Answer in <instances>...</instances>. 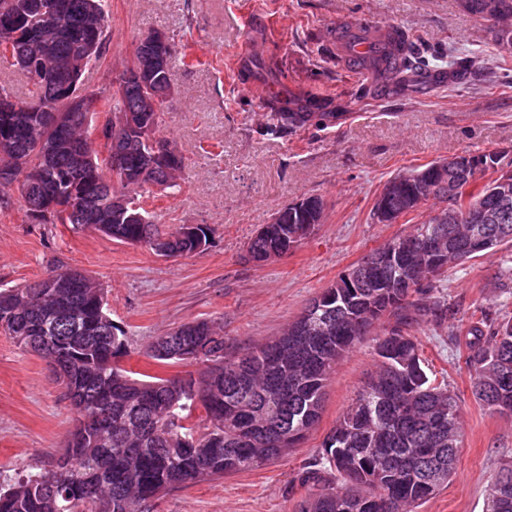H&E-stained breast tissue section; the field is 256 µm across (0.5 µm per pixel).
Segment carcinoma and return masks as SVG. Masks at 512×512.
Returning a JSON list of instances; mask_svg holds the SVG:
<instances>
[{
	"mask_svg": "<svg viewBox=\"0 0 512 512\" xmlns=\"http://www.w3.org/2000/svg\"><path fill=\"white\" fill-rule=\"evenodd\" d=\"M466 11L493 16L485 0H470ZM106 0H0V66L23 71L33 90L19 98L0 83V187L23 181L29 214L46 224L92 227L115 240L151 246L164 234L144 206L154 192L171 195L184 168L183 157L156 137L163 106L172 94L175 44H157L155 30L140 42L131 62L114 80L119 89L90 94V112H66L57 128L45 107H59L80 91V81L100 57L87 55L90 30L105 32ZM400 58L395 85L416 86L430 76L436 55L410 40L388 39ZM486 72L473 57L448 64L453 84ZM122 124L115 143L93 147L98 115ZM324 113L301 100L288 112L270 113L267 133L281 137L310 126ZM500 151L468 155L470 168L434 163L399 173L403 191L387 199L389 223L431 201H448L457 224L437 215L413 225L366 256L365 278L357 288L336 280L319 298L331 309L311 306L274 340L224 354V334L206 320L187 322L147 348L163 363L202 365L197 375L144 380L123 368L125 332L112 322L101 285L85 273L58 268L23 288L0 289V329L22 349L52 363L78 419L59 455L43 470L18 472L0 482V512H140L139 506L166 490L258 468L285 455L319 423L325 388L336 365L384 317L395 324L377 337L378 370L324 438L322 467L305 481L316 486L299 512H416L455 472L461 405L448 385L429 378L419 342L409 329L406 299L422 277L438 274L512 243V195L494 192L495 181L477 186L478 176L495 170ZM132 198L138 218L110 220L115 201ZM291 203L274 216L273 235L256 234L248 252L257 261L276 257L282 238L306 221L319 224L325 208L319 195ZM480 203L498 214L482 230L481 246L470 248L464 232L468 209ZM181 255L192 243L175 233L162 243ZM395 264L375 265L380 253ZM53 280L56 288L46 284ZM174 340L179 350L161 352ZM476 397L491 412L512 415V318L485 327L472 323L465 336ZM203 415L195 417L197 409ZM333 474L329 480L325 475ZM485 512H512V463L491 478Z\"/></svg>",
	"mask_w": 512,
	"mask_h": 512,
	"instance_id": "cac0c4a2",
	"label": "carcinoma"
}]
</instances>
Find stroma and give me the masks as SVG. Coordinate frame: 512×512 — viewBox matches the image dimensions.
I'll return each mask as SVG.
<instances>
[{
	"instance_id": "1",
	"label": "stroma",
	"mask_w": 512,
	"mask_h": 512,
	"mask_svg": "<svg viewBox=\"0 0 512 512\" xmlns=\"http://www.w3.org/2000/svg\"><path fill=\"white\" fill-rule=\"evenodd\" d=\"M104 53L83 88L105 92L152 30L179 46L173 94L160 137L177 147L181 190L148 199L161 229L206 227L196 253L163 259L149 247L91 228L42 224L15 190L0 196V287L38 281L56 266L83 271L106 290L113 321L129 339L128 370L163 378L197 365H162L145 350L183 323L208 319L224 331V352L272 340L338 275L372 250L409 233L434 211L426 204L393 224L372 219L393 175L435 160L512 150V49L496 44L494 22L467 13L462 0H108ZM397 26L426 46L466 48L489 69L485 81L432 92L361 85L336 55V30ZM323 99L337 115L324 129L284 138L266 117L292 96ZM326 202L313 234L282 258L258 266L250 239L272 214L303 196ZM413 333L428 375L460 399L462 447L447 486L418 512H483L491 476L512 462V415L489 412L473 395L468 351L456 334L472 316L512 317V247L453 265L411 296ZM373 336L337 365L316 428L284 457L223 478L188 484L144 512H296L312 490L302 477L320 461L322 442L375 372ZM77 423L49 362L0 332V475L38 471L61 452Z\"/></svg>"
}]
</instances>
